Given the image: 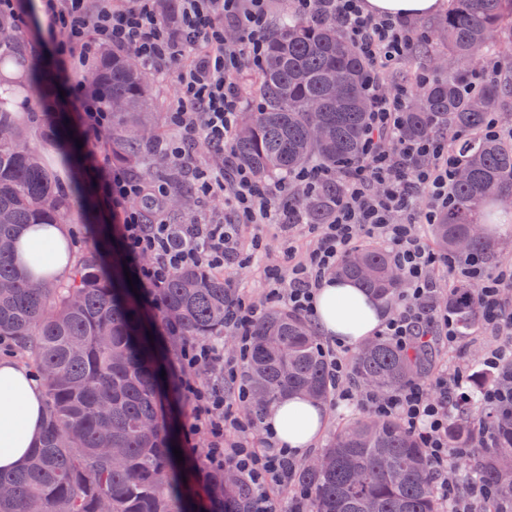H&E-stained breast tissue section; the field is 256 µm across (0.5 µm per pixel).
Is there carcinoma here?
<instances>
[{"mask_svg":"<svg viewBox=\"0 0 512 512\" xmlns=\"http://www.w3.org/2000/svg\"><path fill=\"white\" fill-rule=\"evenodd\" d=\"M439 28L445 41L427 37L422 50L448 54L446 72L417 87L415 101L400 115L407 140L451 134L461 169L449 186L448 207L429 231L441 251L459 253L457 238L469 233L493 199L512 203V141L481 136L489 113L512 95V79L485 81L469 93L475 62L495 55L512 67V0H450ZM12 36L0 42V79L14 89L39 85L43 68L25 52L15 20L0 16ZM123 50L106 51L92 76L104 105L112 110V155L129 164L153 154V137L139 114L150 109L148 77ZM366 61L330 19L283 17L271 29L256 81L260 104L246 112L247 136L233 144L235 163L259 175L286 174L307 165L347 170L360 161L370 102L363 82ZM340 75L341 92L329 77ZM318 101L327 139L311 131L309 104ZM340 184L323 180L306 200L312 222H325ZM72 193L52 180L24 127L0 100V339L13 343L41 376L43 433L21 467L2 473L9 491L0 512H195L174 479L177 457L160 399L161 366L151 330L127 289L99 266L78 260L70 280L58 287L33 282L14 262L16 236L29 224H63ZM465 255L495 257V245L473 236ZM336 275L358 282L383 305L401 293L389 255L380 249L352 251ZM162 317L185 339L224 333L232 299L224 279L201 267L177 270L157 289ZM457 334L468 336L480 321L473 287L448 293ZM249 377L260 411L277 398L301 394L322 401L332 380L314 328L286 312L267 311L253 326ZM433 353L413 354L378 336L352 357L355 378L373 389L392 391L410 379L429 377ZM475 404L448 423L450 447L479 452L478 481L489 489L488 512L512 509V412L486 414L480 423L493 437L475 447ZM295 484L310 490L309 512H440L426 449L393 418L363 417L339 429L327 448L300 465ZM221 512H252L250 491L226 470L208 485Z\"/></svg>","mask_w":512,"mask_h":512,"instance_id":"obj_1","label":"carcinoma"}]
</instances>
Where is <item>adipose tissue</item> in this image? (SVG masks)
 Returning a JSON list of instances; mask_svg holds the SVG:
<instances>
[{
  "mask_svg": "<svg viewBox=\"0 0 512 512\" xmlns=\"http://www.w3.org/2000/svg\"><path fill=\"white\" fill-rule=\"evenodd\" d=\"M446 0H361L364 13L375 16L420 18L440 12ZM55 245L58 253L48 268L35 273L52 283L68 275L74 261L65 225L55 224L30 231L22 240L18 260ZM313 315L322 334L345 346H358L377 332L385 311L369 300L350 280L327 281L317 292ZM265 425L279 446L302 457L315 445L326 425L321 402L298 395H284L266 410ZM43 430V395L35 376L23 365L0 360V470L11 471L28 458Z\"/></svg>",
  "mask_w": 512,
  "mask_h": 512,
  "instance_id": "adipose-tissue-1",
  "label": "adipose tissue"
}]
</instances>
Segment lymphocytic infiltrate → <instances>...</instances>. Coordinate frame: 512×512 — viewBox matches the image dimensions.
Masks as SVG:
<instances>
[{"instance_id": "obj_1", "label": "lymphocytic infiltrate", "mask_w": 512, "mask_h": 512, "mask_svg": "<svg viewBox=\"0 0 512 512\" xmlns=\"http://www.w3.org/2000/svg\"><path fill=\"white\" fill-rule=\"evenodd\" d=\"M306 17L327 16L367 60L365 89L371 108L364 160L343 175L339 197L327 223L317 225L306 249L287 244L284 264L267 267L263 278L267 298L289 312L311 316L312 297L339 261L362 236L381 242L392 254L407 288L383 326V334L410 349L442 334L448 344L458 336L453 318L436 301L437 282L475 284L476 301L500 343L484 364L502 374L512 363V307L503 294L512 288V267L487 275L481 258L460 260L436 255L419 232L448 204V184L458 167L457 157L439 138L408 142L399 138L398 112L406 109L403 94H384L387 71L405 62L414 45L411 26L403 18L364 14L358 0H296ZM49 34L62 61H77L92 71L101 54L113 47L134 50L151 73L178 63L187 48L198 56L178 73L180 98L172 115L176 138L158 145L165 161L191 171L205 197H224L239 218L231 224L184 225V243L173 246L164 220H144L142 202L166 210V185L132 177L109 160L97 161L100 187L108 198L128 257L141 259L140 285L154 294L172 274L186 266L223 271L230 262L247 263L264 247L262 236L245 237L252 226L278 224L281 234L304 223L305 213L288 201L290 190L314 193L325 174L302 169L287 177L261 176L236 169L225 177L223 167L200 168L183 150L192 141L218 153L231 151L243 98L238 86L242 58L261 65L269 31L266 0H179L176 23L161 16L155 0H44ZM243 33L240 42L224 39L225 24ZM82 76L72 79V105L88 139L105 143L112 113L99 91ZM260 305L233 302L225 328L238 340V359L225 362L217 339L184 341L171 361L174 384L190 407L184 422L188 440L204 439L207 452L202 471L212 475L233 469L252 493L254 512H303L308 498L296 488L293 475L300 458L281 448L272 436L256 443L257 421L233 412V404H248L251 391L243 370L251 351L252 326ZM333 379L331 403L358 406L375 416L393 417L427 450L437 476L436 491L450 512H476L486 496L478 482L459 485L456 449L448 445V418L467 402L461 367L438 370L429 384L411 380L390 393L358 388L349 377L350 360L335 346L324 347Z\"/></svg>"}]
</instances>
